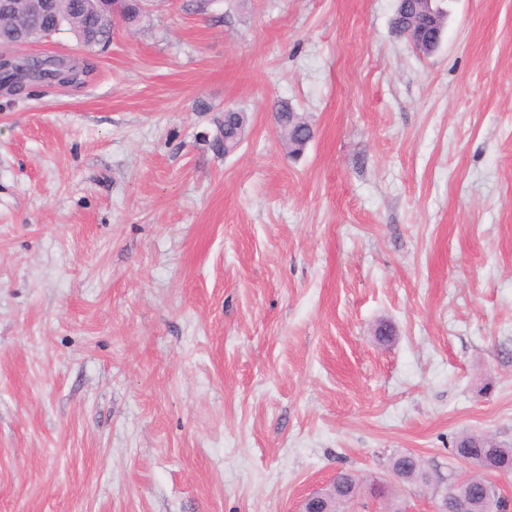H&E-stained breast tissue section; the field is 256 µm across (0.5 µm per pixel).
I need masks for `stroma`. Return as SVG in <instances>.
<instances>
[{
  "mask_svg": "<svg viewBox=\"0 0 512 512\" xmlns=\"http://www.w3.org/2000/svg\"><path fill=\"white\" fill-rule=\"evenodd\" d=\"M396 6L148 0L20 46L97 70L0 90V512H296L401 453L434 512L459 435L512 443V0H447L429 56ZM276 127L280 126L281 135L288 145V127L295 129L297 141L300 143L292 149L293 155H300L313 138V131L307 119L295 112L287 102H281L273 111ZM312 127V126H311ZM390 468L398 470L403 473L404 478L399 481L400 475L391 472V483H399L400 485H416L424 486L429 484L430 473L425 465V462L414 454H403L394 457L391 461ZM398 485L397 487H399ZM396 487V488H397Z\"/></svg>",
  "mask_w": 512,
  "mask_h": 512,
  "instance_id": "stroma-1",
  "label": "stroma"
}]
</instances>
